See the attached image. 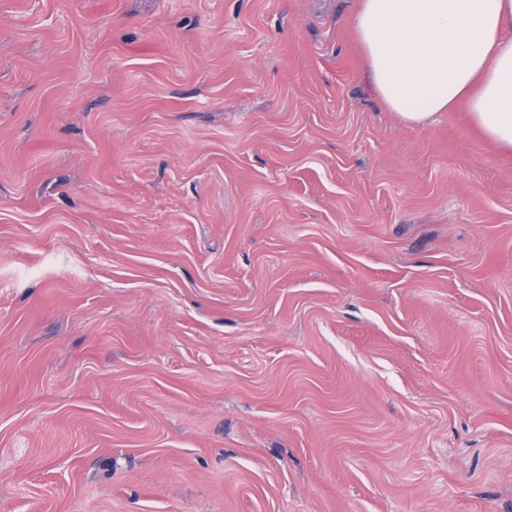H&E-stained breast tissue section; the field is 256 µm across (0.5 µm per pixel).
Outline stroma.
Instances as JSON below:
<instances>
[{
    "mask_svg": "<svg viewBox=\"0 0 512 512\" xmlns=\"http://www.w3.org/2000/svg\"><path fill=\"white\" fill-rule=\"evenodd\" d=\"M358 5L0 0V512H512V150Z\"/></svg>",
    "mask_w": 512,
    "mask_h": 512,
    "instance_id": "obj_1",
    "label": "stroma"
}]
</instances>
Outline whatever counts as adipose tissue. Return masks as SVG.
Returning <instances> with one entry per match:
<instances>
[{
    "label": "adipose tissue",
    "mask_w": 512,
    "mask_h": 512,
    "mask_svg": "<svg viewBox=\"0 0 512 512\" xmlns=\"http://www.w3.org/2000/svg\"><path fill=\"white\" fill-rule=\"evenodd\" d=\"M352 26L404 121L461 102L487 138L512 148V0H361Z\"/></svg>",
    "instance_id": "ef3b65f1"
}]
</instances>
